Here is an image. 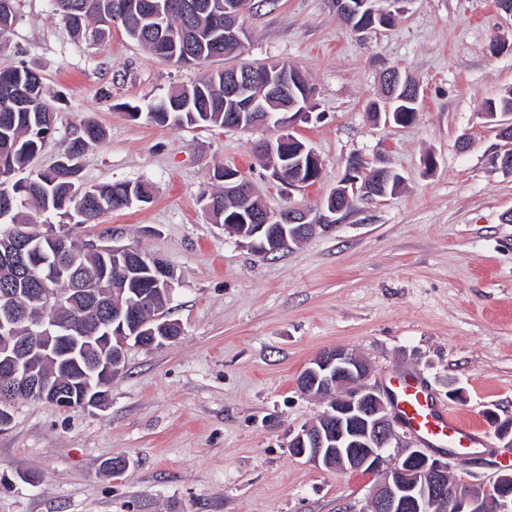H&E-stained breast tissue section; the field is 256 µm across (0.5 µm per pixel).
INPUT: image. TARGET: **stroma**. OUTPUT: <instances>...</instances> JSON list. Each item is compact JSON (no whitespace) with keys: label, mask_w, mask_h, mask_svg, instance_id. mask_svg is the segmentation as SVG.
I'll return each mask as SVG.
<instances>
[{"label":"stroma","mask_w":512,"mask_h":512,"mask_svg":"<svg viewBox=\"0 0 512 512\" xmlns=\"http://www.w3.org/2000/svg\"><path fill=\"white\" fill-rule=\"evenodd\" d=\"M243 23L245 59L295 66L313 88L293 129L320 159L313 185L291 188L258 161L266 131L128 114L235 58L176 66L119 27L79 39L54 0H19L0 33V68L24 65L58 95L56 131L33 168L52 167L95 123L103 136L80 158L81 182L153 185L152 203L76 236L108 232L162 257L176 273L165 314L180 327L173 342L128 347L103 406L15 401L0 428V512H363L370 476L315 467L288 447L327 406L297 376L334 347L368 362L370 384L415 376L476 424L485 443L451 460L453 481L480 486L512 465L486 418L512 419V171L481 115L512 88V47L489 50L512 17L494 0H402L392 28L357 31L332 0H275ZM392 67L420 88L404 127L373 115ZM353 155L382 160L401 189L355 197L335 229L275 254L251 253L201 203L229 166L270 210L314 212Z\"/></svg>","instance_id":"stroma-1"}]
</instances>
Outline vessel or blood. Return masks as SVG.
Returning <instances> with one entry per match:
<instances>
[{
    "label": "vessel or blood",
    "mask_w": 512,
    "mask_h": 512,
    "mask_svg": "<svg viewBox=\"0 0 512 512\" xmlns=\"http://www.w3.org/2000/svg\"><path fill=\"white\" fill-rule=\"evenodd\" d=\"M390 397L409 434L422 444L437 448L449 441L468 448L476 445L472 423L439 405L417 378L406 377L397 382Z\"/></svg>",
    "instance_id": "b4317fda"
}]
</instances>
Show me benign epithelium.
Listing matches in <instances>:
<instances>
[{
  "label": "benign epithelium",
  "mask_w": 512,
  "mask_h": 512,
  "mask_svg": "<svg viewBox=\"0 0 512 512\" xmlns=\"http://www.w3.org/2000/svg\"><path fill=\"white\" fill-rule=\"evenodd\" d=\"M365 7L370 22L385 25L394 15L395 2L380 6L376 0H358ZM337 17L351 25L357 12L348 0H332ZM192 13L202 12L214 21L224 19V43L243 41L245 31L240 24L243 14L241 0H209L199 9L188 6ZM256 85L263 87L265 96L252 94ZM386 90L396 87L419 91V86L400 72H388ZM309 91L302 72L295 67L269 64L260 72L240 67L224 69V117L226 129H256L271 121L267 105L280 104L282 115L276 121L278 135L260 146L261 158L273 169V176L290 186H303V162L288 164L276 161L288 158V146L295 141L291 133L296 118V88ZM505 144L497 159L502 167L512 168V138L506 128H499ZM392 172L383 166L364 161L347 165V176L340 187L332 191L316 216L303 209H286L272 213L255 195L242 174L224 168V192L236 197L239 211L228 217L230 224L251 223L242 244L257 255L265 256L283 250L320 229L336 228V215L344 212L354 195L384 198L389 195L386 183ZM30 245L28 232L17 231L10 237L6 251L0 252V265L11 270L17 281L30 277L23 262V252ZM149 275L144 280L171 293L175 277L160 257L149 256ZM18 290L0 294V335L11 334L18 318L15 299ZM35 307L61 306L66 295L47 287L28 293ZM140 301L116 303L100 312L99 326L104 335L94 344L99 351L86 354L87 326L84 318L75 317L58 328L43 321L29 326L27 344L0 354V412H9L16 394L28 399L51 402L68 409L72 403L68 388L55 372L58 366L75 365L84 382L82 404L100 406L105 402L107 387L118 372L128 343L140 345L144 337L152 343L172 340L170 321L158 310L145 319L138 317ZM370 367L357 354L341 347L325 350L315 356L302 370L297 380L302 391L331 397L328 408L311 423L292 435L289 443L292 455L318 467L342 472H361L376 478L368 500L367 512H512V468H502L497 478L482 494L466 486H449L448 456L435 458L424 448H406L394 456L385 455L396 434V416L392 403L380 391L368 384ZM495 435L505 447H512V422L490 417Z\"/></svg>",
  "instance_id": "1"
}]
</instances>
